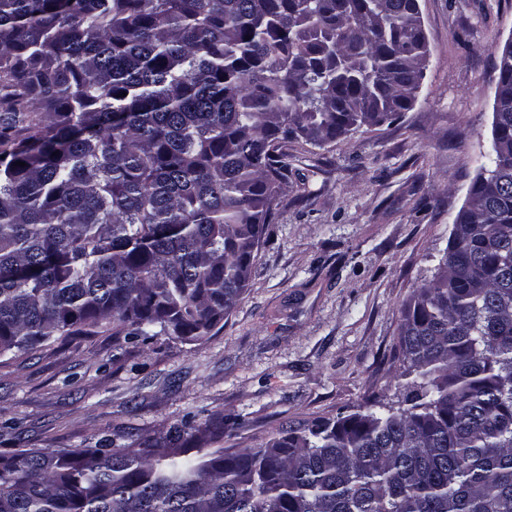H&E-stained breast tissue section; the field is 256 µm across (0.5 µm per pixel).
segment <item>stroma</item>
Instances as JSON below:
<instances>
[{
    "mask_svg": "<svg viewBox=\"0 0 512 512\" xmlns=\"http://www.w3.org/2000/svg\"><path fill=\"white\" fill-rule=\"evenodd\" d=\"M427 65L412 108L318 147L288 146L289 182L250 286L198 342L126 343L111 328L0 365V455L135 448L176 427L239 421L224 447L282 423L396 404L403 312L443 258L491 153L496 51L512 0H419Z\"/></svg>",
    "mask_w": 512,
    "mask_h": 512,
    "instance_id": "stroma-1",
    "label": "stroma"
}]
</instances>
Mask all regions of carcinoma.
<instances>
[{"label":"carcinoma","instance_id":"cac0c4a2","mask_svg":"<svg viewBox=\"0 0 512 512\" xmlns=\"http://www.w3.org/2000/svg\"><path fill=\"white\" fill-rule=\"evenodd\" d=\"M415 0H0V357L202 341L245 294L288 144L408 111ZM490 162L404 309L392 412L0 457V512H512V57ZM26 163L21 167L16 162ZM196 455L190 456L188 445Z\"/></svg>","mask_w":512,"mask_h":512}]
</instances>
